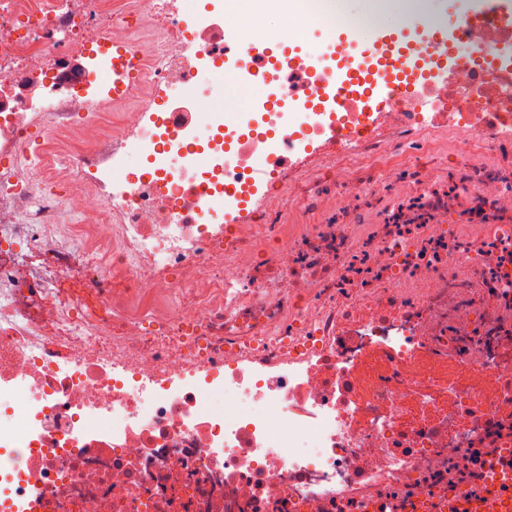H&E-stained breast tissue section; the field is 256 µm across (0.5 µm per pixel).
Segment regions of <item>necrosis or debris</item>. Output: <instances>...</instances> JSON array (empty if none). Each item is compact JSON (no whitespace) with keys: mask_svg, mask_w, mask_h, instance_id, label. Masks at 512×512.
Here are the masks:
<instances>
[{"mask_svg":"<svg viewBox=\"0 0 512 512\" xmlns=\"http://www.w3.org/2000/svg\"><path fill=\"white\" fill-rule=\"evenodd\" d=\"M258 2L247 17L224 0L250 41H283L269 18L336 11ZM88 3L90 28L58 0H0V88L34 73L60 84L66 55L90 45L86 88L59 102L85 111L113 46L131 41L141 88L190 80L167 0H126L161 15L148 41L106 0ZM368 11L444 20L434 0ZM510 39L477 26L450 46L465 62L445 87L408 86L373 109L360 91L340 112L239 111L229 124L207 112L187 140L169 113L120 112L106 96L91 123L54 125L22 181L0 176V512H427L476 487L512 450V66L497 62ZM148 124V167L112 191L89 180L93 153ZM443 124L459 134L449 164ZM257 141L269 163L286 150L341 174L267 189L225 223L213 204L241 207ZM487 152L492 166L470 163ZM171 157L201 194L186 198ZM185 203L196 222H181ZM289 208L312 223H281ZM65 211L77 223L60 226ZM452 355L493 389L449 382Z\"/></svg>","mask_w":512,"mask_h":512,"instance_id":"4bbe7bcc","label":"necrosis or debris"}]
</instances>
